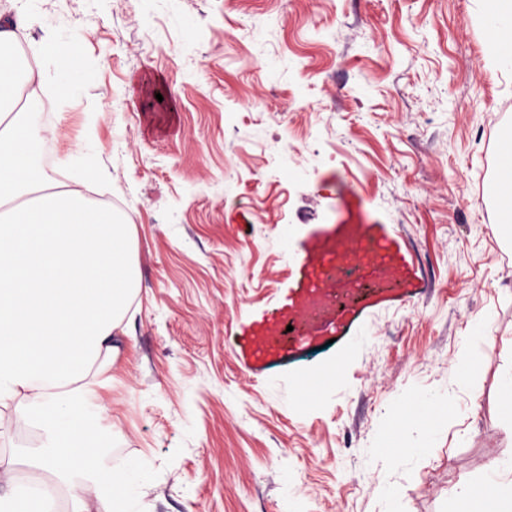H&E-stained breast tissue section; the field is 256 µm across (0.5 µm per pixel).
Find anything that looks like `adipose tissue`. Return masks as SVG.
<instances>
[{"label":"adipose tissue","instance_id":"1","mask_svg":"<svg viewBox=\"0 0 512 512\" xmlns=\"http://www.w3.org/2000/svg\"><path fill=\"white\" fill-rule=\"evenodd\" d=\"M489 53L512 65V0H481ZM23 16L0 21V405L40 435L24 478L0 464V512H50L58 486L71 512H124L127 472L102 445L101 413H88L90 376L107 370L112 337L137 290L132 225L87 195L97 172L64 184L39 162L44 141L33 111L41 71L12 48Z\"/></svg>","mask_w":512,"mask_h":512}]
</instances>
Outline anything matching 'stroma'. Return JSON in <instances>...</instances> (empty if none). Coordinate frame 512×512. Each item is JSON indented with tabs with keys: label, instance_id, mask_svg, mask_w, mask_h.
<instances>
[{
	"label": "stroma",
	"instance_id": "1",
	"mask_svg": "<svg viewBox=\"0 0 512 512\" xmlns=\"http://www.w3.org/2000/svg\"><path fill=\"white\" fill-rule=\"evenodd\" d=\"M477 0H0L29 47L80 53L48 142L92 148L90 198L133 224L140 288L88 384L128 512H454L512 478L497 384L512 368V246L487 195L512 67ZM368 238L395 290L346 297L340 333L261 369L239 329L291 297L314 240ZM470 361L467 380L455 368ZM438 416L416 422L417 396ZM408 446L382 455L386 438ZM40 443L12 413L0 458Z\"/></svg>",
	"mask_w": 512,
	"mask_h": 512
}]
</instances>
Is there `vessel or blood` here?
<instances>
[{"label":"vessel or blood","instance_id":"b4317fda","mask_svg":"<svg viewBox=\"0 0 512 512\" xmlns=\"http://www.w3.org/2000/svg\"><path fill=\"white\" fill-rule=\"evenodd\" d=\"M344 252L358 257L370 275L384 281L392 279L393 266L374 241L352 240L340 252L323 243L308 244L297 261L301 278L292 302L239 337L238 345L250 364L262 366L284 359L300 340L320 343L335 335L336 305L342 289L326 279L323 272Z\"/></svg>","mask_w":512,"mask_h":512}]
</instances>
